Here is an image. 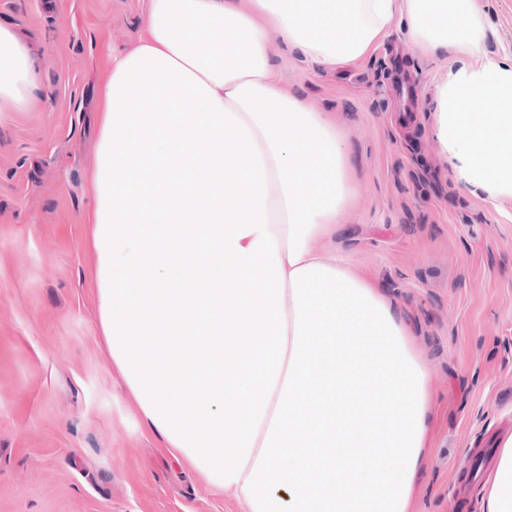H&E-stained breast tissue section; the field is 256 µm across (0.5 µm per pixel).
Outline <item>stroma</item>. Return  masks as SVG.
<instances>
[{
  "mask_svg": "<svg viewBox=\"0 0 512 512\" xmlns=\"http://www.w3.org/2000/svg\"><path fill=\"white\" fill-rule=\"evenodd\" d=\"M487 48L512 53V0H477ZM144 0H0L39 53L41 87L0 114V512H239L189 463L143 436L112 380L95 308L86 216L101 89L132 48ZM279 78L337 113L354 208L336 252L404 306L434 394L427 471L411 512H484L453 488L461 463L512 433V199L459 183L433 137L446 57L393 31L365 60L319 71L274 44Z\"/></svg>",
  "mask_w": 512,
  "mask_h": 512,
  "instance_id": "obj_1",
  "label": "stroma"
}]
</instances>
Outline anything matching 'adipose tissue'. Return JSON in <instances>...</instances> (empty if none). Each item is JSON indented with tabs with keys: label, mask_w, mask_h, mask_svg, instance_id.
Masks as SVG:
<instances>
[{
	"label": "adipose tissue",
	"mask_w": 512,
	"mask_h": 512,
	"mask_svg": "<svg viewBox=\"0 0 512 512\" xmlns=\"http://www.w3.org/2000/svg\"><path fill=\"white\" fill-rule=\"evenodd\" d=\"M403 25L447 53L434 135L457 181L512 198V59L474 0H146L103 90L88 217L98 323L143 434L243 512H410L433 397L415 332L336 257L358 195L335 113L276 76L270 34L323 68ZM38 56L0 24V112ZM483 486L512 512V433Z\"/></svg>",
	"instance_id": "adipose-tissue-1"
}]
</instances>
